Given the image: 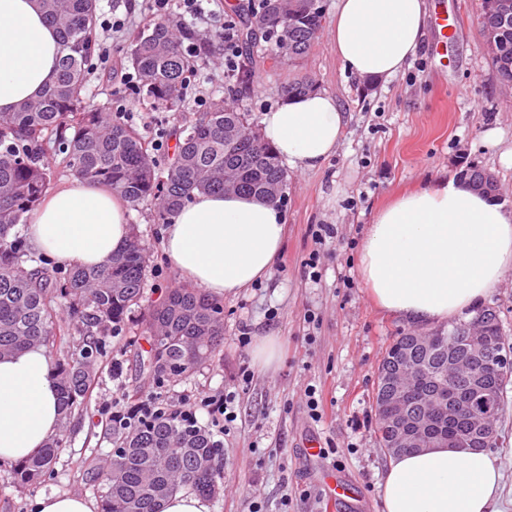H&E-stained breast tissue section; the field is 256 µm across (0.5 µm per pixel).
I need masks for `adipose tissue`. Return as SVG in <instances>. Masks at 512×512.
Segmentation results:
<instances>
[{
	"label": "adipose tissue",
	"instance_id": "ef3b65f1",
	"mask_svg": "<svg viewBox=\"0 0 512 512\" xmlns=\"http://www.w3.org/2000/svg\"><path fill=\"white\" fill-rule=\"evenodd\" d=\"M426 22L425 0H337L330 44L344 71L387 80L416 55ZM60 56L58 34L37 0H0V112L40 96ZM346 121L333 95L313 91L264 112L261 133L291 167L315 170L335 153ZM284 233L279 202L199 193L165 225L163 247L182 276L225 297L271 275ZM130 236L126 202L81 178L50 190L28 219L33 248L61 264L98 266ZM510 270L512 211L452 178L398 194L368 224L358 255L373 302L417 323L465 314ZM60 421L44 349L1 357L0 463L36 453ZM500 484L487 450L430 448L391 458L381 495L385 512H497Z\"/></svg>",
	"mask_w": 512,
	"mask_h": 512
}]
</instances>
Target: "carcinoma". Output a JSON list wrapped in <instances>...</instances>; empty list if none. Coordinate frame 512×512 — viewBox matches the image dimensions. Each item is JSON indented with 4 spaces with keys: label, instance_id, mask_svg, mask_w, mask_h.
I'll use <instances>...</instances> for the list:
<instances>
[{
    "label": "carcinoma",
    "instance_id": "cac0c4a2",
    "mask_svg": "<svg viewBox=\"0 0 512 512\" xmlns=\"http://www.w3.org/2000/svg\"><path fill=\"white\" fill-rule=\"evenodd\" d=\"M309 0H239L233 5L242 56L232 81L248 85L259 66H294L316 43L324 14L305 9ZM46 20L61 37L59 67L44 95L0 113V356L79 338L77 355L57 357L63 409L59 432L36 455L15 466L18 485L36 486L51 471L68 443V427L89 416L87 398L99 380L97 361L107 353L105 337L140 309L145 345L137 362L159 386L189 378L212 362L224 336V305L201 288L183 286L144 305L149 252L140 236L100 266L85 269L34 255L18 225L25 223L49 190L55 172L43 160L53 145L61 172L100 182L137 210L154 207L155 220L170 216L197 192L248 194L279 200L288 171L250 121V111L213 95L189 109L186 88L212 43L167 18L139 30L118 68L137 75L131 90L158 112H191L182 125L161 127L173 146L157 154L137 125L90 104L87 87L102 43L98 0H39ZM480 24L497 29L484 42L499 79H512V16L503 22L495 0H482ZM316 89L303 75L281 87L284 97ZM485 313L489 337L501 356L512 359V337L497 312ZM488 384L504 409L512 381L496 374ZM114 451L102 461L84 462L86 483L99 512H160L161 503L189 489L204 497L224 492L223 450L202 426L170 413L110 428Z\"/></svg>",
    "mask_w": 512,
    "mask_h": 512
}]
</instances>
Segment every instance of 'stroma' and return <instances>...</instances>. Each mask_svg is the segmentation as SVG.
Segmentation results:
<instances>
[{"label": "stroma", "mask_w": 512, "mask_h": 512, "mask_svg": "<svg viewBox=\"0 0 512 512\" xmlns=\"http://www.w3.org/2000/svg\"><path fill=\"white\" fill-rule=\"evenodd\" d=\"M427 26L420 49L402 74L387 80H361L344 73L328 31L299 66L320 90L334 95L347 114L335 154L317 170L293 169L286 189V233L268 279L224 297V353L190 381L156 388L135 361L137 325L109 339L102 375L89 399L97 422L82 421L70 447L36 488L18 487L13 467L0 465V512H33L37 498L54 492L91 497L82 471L84 456H106L112 443L104 423L112 412L137 397L162 393L192 403L204 396L235 395L236 420L224 437V492L211 499V512H248L261 502L265 512H383L380 483L389 457L373 432V389L378 365L394 336L414 322L380 311L358 270V247L375 212L396 195L440 178L457 176L466 166L492 172L501 200L512 209V97L505 95L482 48L480 0H426ZM291 71L265 68L242 102L252 122L281 99ZM91 102L109 110L126 107V116L155 134L167 114L148 112L120 81L91 80ZM497 130V142L485 139ZM128 221L150 249L147 300L183 284L162 248V225L152 206L129 210ZM329 224L333 238L316 246L312 231ZM319 250L320 276L303 266ZM278 311L268 319L266 309ZM315 322H307L308 313ZM251 337H279L281 358L272 370L255 367L251 347L238 344L240 330ZM252 382L238 387L242 367ZM322 389L325 415L308 414L304 390ZM494 449L501 468L502 512H512V383L497 422ZM315 441L322 455L307 452ZM335 472L352 486L354 499L330 506L323 476Z\"/></svg>", "instance_id": "obj_1"}]
</instances>
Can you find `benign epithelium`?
<instances>
[{"instance_id": "7a95c632", "label": "benign epithelium", "mask_w": 512, "mask_h": 512, "mask_svg": "<svg viewBox=\"0 0 512 512\" xmlns=\"http://www.w3.org/2000/svg\"><path fill=\"white\" fill-rule=\"evenodd\" d=\"M470 187L500 198L498 182L493 173L486 170L470 182ZM439 329L415 330L414 342L422 352L440 350L436 336ZM494 346L485 331L481 319H475L458 336H448V365L466 377L469 393L484 403L492 400L485 369L497 360ZM426 373V362L416 358L410 349H401L392 356H384L377 372L382 382L379 401L384 407L387 446L397 450L406 448H433L444 441L438 428L443 416V406H448V424L464 419L467 422L468 442L473 447H485L494 436L490 417L472 413L463 416L459 410L460 394L441 384L448 379L446 368L436 365L428 377L431 385L424 389V408L415 413L409 409V386L405 380L416 379Z\"/></svg>"}]
</instances>
